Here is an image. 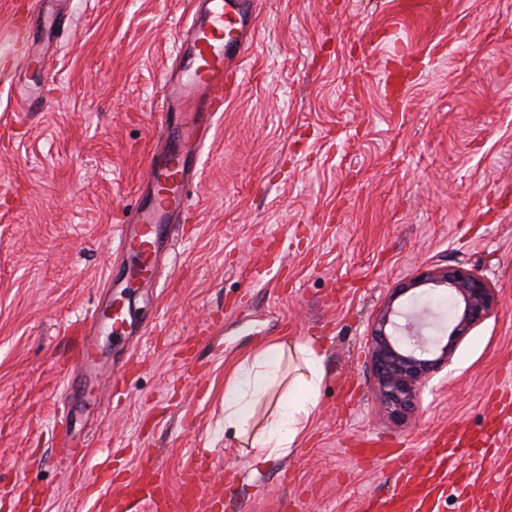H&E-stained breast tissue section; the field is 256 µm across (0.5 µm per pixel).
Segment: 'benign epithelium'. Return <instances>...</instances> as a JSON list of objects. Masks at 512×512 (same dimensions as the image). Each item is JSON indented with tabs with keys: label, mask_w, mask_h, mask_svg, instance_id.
I'll use <instances>...</instances> for the list:
<instances>
[{
	"label": "benign epithelium",
	"mask_w": 512,
	"mask_h": 512,
	"mask_svg": "<svg viewBox=\"0 0 512 512\" xmlns=\"http://www.w3.org/2000/svg\"><path fill=\"white\" fill-rule=\"evenodd\" d=\"M425 285L446 287L457 298V322L443 346H432L423 336L425 314L394 307L399 297ZM498 305L496 289L462 264L430 268L394 289L376 315L369 334L376 394L383 410L394 419L404 417L412 409L424 380L448 363L458 341Z\"/></svg>",
	"instance_id": "obj_1"
}]
</instances>
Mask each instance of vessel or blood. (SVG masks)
Segmentation results:
<instances>
[{
    "instance_id": "b4317fda",
    "label": "vessel or blood",
    "mask_w": 512,
    "mask_h": 512,
    "mask_svg": "<svg viewBox=\"0 0 512 512\" xmlns=\"http://www.w3.org/2000/svg\"><path fill=\"white\" fill-rule=\"evenodd\" d=\"M50 2L30 0L20 13L18 20L31 38L44 35ZM189 5L177 57L163 76L161 134L151 152L143 189L120 227V259L106 279L109 288L127 287L137 276L151 278V266L198 187L201 152L212 136L218 112L224 109L225 97L237 85L238 61L256 35L254 0H190ZM145 330L132 309L116 306L110 299L99 302L83 321L70 356L75 365H86L95 352L98 333L125 341ZM364 455L393 472L396 488L391 495L367 498L363 512H440L448 484L478 482L474 471L449 470V461L487 459L492 450L477 447L471 436L443 430L428 448L414 454L369 448ZM103 470L99 464L84 473L85 495L100 502L102 512H132L139 505L157 512L160 502L169 499L166 481L153 469H141L118 489ZM213 498L210 483L197 470H188L179 491L178 512H198L202 503ZM464 508L466 512H512V483L488 486L480 499L466 501Z\"/></svg>"
}]
</instances>
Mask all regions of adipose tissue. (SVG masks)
<instances>
[{"label":"adipose tissue","instance_id":"ef3b65f1","mask_svg":"<svg viewBox=\"0 0 512 512\" xmlns=\"http://www.w3.org/2000/svg\"><path fill=\"white\" fill-rule=\"evenodd\" d=\"M297 352L304 370L292 379L272 419L254 440L257 462L287 456L317 409L324 355L310 341L298 345ZM283 355V345L274 343L229 371L224 386L225 428L244 432L255 404L278 383Z\"/></svg>","mask_w":512,"mask_h":512}]
</instances>
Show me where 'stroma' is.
Instances as JSON below:
<instances>
[{"label":"stroma","instance_id":"35a3bbf8","mask_svg":"<svg viewBox=\"0 0 512 512\" xmlns=\"http://www.w3.org/2000/svg\"><path fill=\"white\" fill-rule=\"evenodd\" d=\"M27 2L0 0V512H94L55 451L65 427L91 463L158 467L174 493L197 458L227 512H359L393 478L353 456L358 438L417 450L446 427L493 431L496 409L512 420V0H260L158 284L122 295L148 327L100 337L92 386L65 331L102 296L188 0H67L33 60L11 16ZM460 262L501 305L392 420L370 325L401 283ZM308 340L317 411L288 456L255 464L224 429V371Z\"/></svg>","mask_w":512,"mask_h":512}]
</instances>
